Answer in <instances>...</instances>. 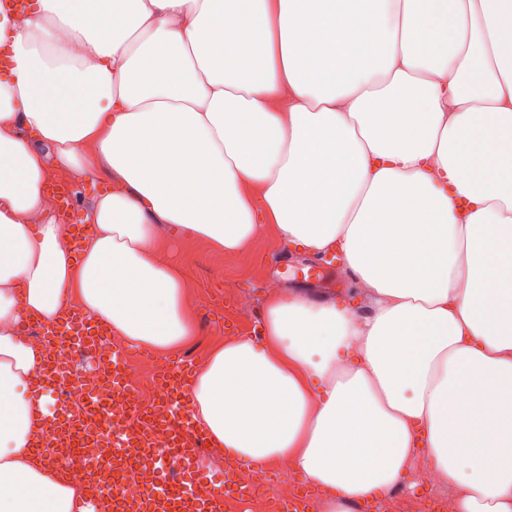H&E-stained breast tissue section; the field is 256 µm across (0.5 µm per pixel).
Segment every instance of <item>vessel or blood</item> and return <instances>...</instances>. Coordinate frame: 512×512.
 Returning <instances> with one entry per match:
<instances>
[{"instance_id":"b4317fda","label":"vessel or blood","mask_w":512,"mask_h":512,"mask_svg":"<svg viewBox=\"0 0 512 512\" xmlns=\"http://www.w3.org/2000/svg\"><path fill=\"white\" fill-rule=\"evenodd\" d=\"M51 334L59 341L78 342L100 350L98 364L105 368L106 374L98 392L89 396L87 409L97 416L108 414V400L122 395L125 380L122 360L102 352L109 334L108 327L81 313L69 311L55 322ZM186 381L184 368L164 372L156 409L145 417L146 422L168 434V445L161 450L144 441L134 443L127 439L121 445H112L104 430L88 432L80 421L69 419L61 411H54L44 440L56 443L64 439L68 446L58 457L53 458V466L64 476L72 472L96 473L105 480L104 485L84 499L85 512H127V497L118 492L117 487L127 471L143 463L155 468L158 483L154 488L140 493L138 501L141 512H156V506L160 503L164 504L165 512H224L225 497L222 493L217 492L201 499L189 494L183 482H173L168 478L169 468L173 465L178 466L183 473L193 472L199 448L209 442L204 432L185 422L182 417L169 419L163 414L166 406L185 404Z\"/></svg>"}]
</instances>
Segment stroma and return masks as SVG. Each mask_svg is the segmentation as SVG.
Here are the masks:
<instances>
[{"mask_svg":"<svg viewBox=\"0 0 512 512\" xmlns=\"http://www.w3.org/2000/svg\"><path fill=\"white\" fill-rule=\"evenodd\" d=\"M52 183H66L76 190L75 209L68 221L85 223L96 197L104 191L103 181L80 178L66 169L54 170ZM167 258L174 261L186 282L194 309L197 336L181 349L155 356V369L180 364L196 373L213 346L235 336H254L261 326L265 303L273 289L311 287L321 299L344 302L360 314L370 310L368 297L361 293L353 272L344 264L322 258L324 274L319 280L304 282L301 273L315 260L300 248L279 242L274 232L249 243L235 254L217 253L195 241L171 236ZM237 482L246 487L241 497H232V512H259L257 502L266 489L298 485L296 473L280 465L240 469Z\"/></svg>","mask_w":512,"mask_h":512,"instance_id":"1","label":"stroma"}]
</instances>
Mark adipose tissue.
Returning <instances> with one entry per match:
<instances>
[{"instance_id":"adipose-tissue-1","label":"adipose tissue","mask_w":512,"mask_h":512,"mask_svg":"<svg viewBox=\"0 0 512 512\" xmlns=\"http://www.w3.org/2000/svg\"><path fill=\"white\" fill-rule=\"evenodd\" d=\"M104 177L80 253L51 166ZM273 228L343 253L373 312L272 291L215 347L193 422L235 467L292 461L325 512L427 459L456 512H512V0L0 5V512H78L34 443L24 316L79 305L131 347L196 333L163 233Z\"/></svg>"}]
</instances>
